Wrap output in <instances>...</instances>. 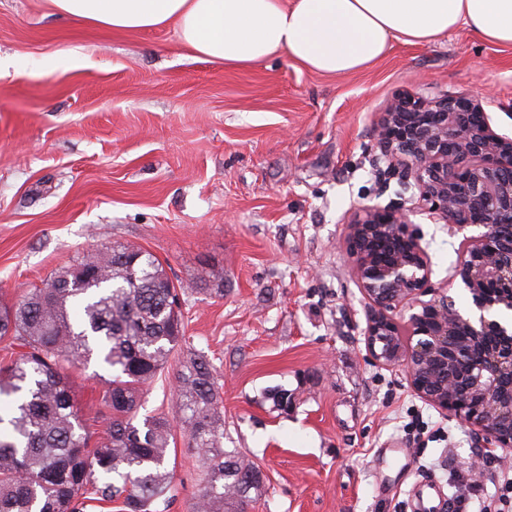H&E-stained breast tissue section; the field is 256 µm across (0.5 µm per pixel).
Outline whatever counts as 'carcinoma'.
<instances>
[{"mask_svg":"<svg viewBox=\"0 0 512 512\" xmlns=\"http://www.w3.org/2000/svg\"><path fill=\"white\" fill-rule=\"evenodd\" d=\"M192 290L224 296V267L207 264ZM183 285L138 246L79 253L41 287L0 300V341L17 348L0 364V512H87L117 502L121 512H168L175 497L169 446L174 428L194 450L193 512H247L266 476L237 449H224L216 368L187 346ZM186 350L177 370L174 417L137 420L143 387ZM96 364L102 441L79 414L72 371Z\"/></svg>","mask_w":512,"mask_h":512,"instance_id":"cac0c4a2","label":"carcinoma"}]
</instances>
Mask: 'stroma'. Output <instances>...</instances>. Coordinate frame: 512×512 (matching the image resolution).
Here are the masks:
<instances>
[{
	"label": "stroma",
	"mask_w": 512,
	"mask_h": 512,
	"mask_svg": "<svg viewBox=\"0 0 512 512\" xmlns=\"http://www.w3.org/2000/svg\"><path fill=\"white\" fill-rule=\"evenodd\" d=\"M0 299L16 300L89 246L132 244L187 283L224 267V294L183 305L191 344L217 367L224 446L267 475L252 512H486L512 468L467 427L425 404L403 371L376 366L365 303L343 240L351 212L395 199L375 126L397 97L468 93L512 134V47L458 28L394 45L368 69L309 71L280 54L249 68L198 59L174 26L114 32L78 24L50 0H0ZM431 285L457 307L461 237L414 214ZM86 423L103 433L94 368L74 375ZM284 390L288 405L271 393ZM176 499L190 512L195 458L174 437Z\"/></svg>",
	"instance_id": "obj_1"
}]
</instances>
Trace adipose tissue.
I'll list each match as a JSON object with an SVG mask.
<instances>
[{"label": "adipose tissue", "mask_w": 512, "mask_h": 512, "mask_svg": "<svg viewBox=\"0 0 512 512\" xmlns=\"http://www.w3.org/2000/svg\"><path fill=\"white\" fill-rule=\"evenodd\" d=\"M69 19L115 32L175 25L197 58L232 67L286 54L323 75H348L394 44H430L458 27L512 45V0H51Z\"/></svg>", "instance_id": "obj_1"}]
</instances>
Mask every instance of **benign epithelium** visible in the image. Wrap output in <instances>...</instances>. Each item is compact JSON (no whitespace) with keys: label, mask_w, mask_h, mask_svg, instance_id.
<instances>
[{"label":"benign epithelium","mask_w":512,"mask_h":512,"mask_svg":"<svg viewBox=\"0 0 512 512\" xmlns=\"http://www.w3.org/2000/svg\"><path fill=\"white\" fill-rule=\"evenodd\" d=\"M376 138L383 173L417 193L410 207L361 206L348 220L346 248L365 299V348L375 364L404 371L418 397L508 463L512 321L501 314L512 313V137L492 129L481 101L447 93L390 104ZM417 211L462 234L455 275L478 318L431 287L428 252L411 229ZM471 228L477 233L467 234Z\"/></svg>","instance_id":"benign-epithelium-1"}]
</instances>
